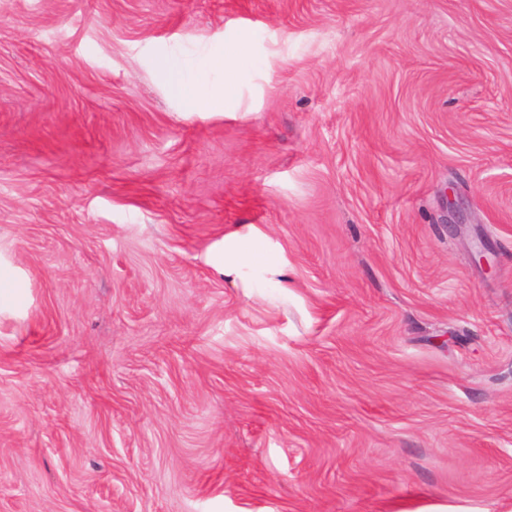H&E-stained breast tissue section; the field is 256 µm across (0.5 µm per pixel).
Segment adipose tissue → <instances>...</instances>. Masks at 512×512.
<instances>
[{
  "mask_svg": "<svg viewBox=\"0 0 512 512\" xmlns=\"http://www.w3.org/2000/svg\"><path fill=\"white\" fill-rule=\"evenodd\" d=\"M173 92L183 100L187 109L202 112L224 96L223 87H210L202 80L188 81L168 64H161ZM262 237L256 227H248L246 231L226 233L212 257L214 269L227 278L240 280L243 288H252L251 280L244 276L245 268L261 265L263 278L262 287L277 289L278 293L287 292L289 285L288 261L281 254H273L271 258L257 260L255 244Z\"/></svg>",
  "mask_w": 512,
  "mask_h": 512,
  "instance_id": "1",
  "label": "adipose tissue"
}]
</instances>
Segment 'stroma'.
Returning a JSON list of instances; mask_svg holds the SVG:
<instances>
[{
	"mask_svg": "<svg viewBox=\"0 0 512 512\" xmlns=\"http://www.w3.org/2000/svg\"><path fill=\"white\" fill-rule=\"evenodd\" d=\"M0 266V512H512V0H0ZM248 53L244 43H235L224 47V52L208 57L205 63L206 71L224 73L225 84L231 85L238 79L237 65ZM159 68L167 77L173 92L183 100L187 109L201 113L210 109L211 105L224 97L223 87H209L203 83L204 78L187 81L182 75L166 63ZM264 235L261 231L250 225L245 232L231 231L224 235L219 247L212 257L214 269L226 278L239 279L242 288L251 291L252 288H277L275 293H287L289 285L288 260L280 253L267 252L272 255L268 260L256 261L255 244ZM253 265H262L263 278L260 284H255L244 276V268Z\"/></svg>",
	"mask_w": 512,
	"mask_h": 512,
	"instance_id": "stroma-1",
	"label": "stroma"
}]
</instances>
